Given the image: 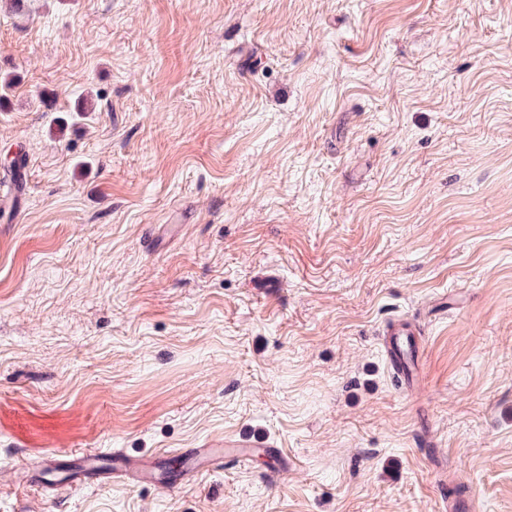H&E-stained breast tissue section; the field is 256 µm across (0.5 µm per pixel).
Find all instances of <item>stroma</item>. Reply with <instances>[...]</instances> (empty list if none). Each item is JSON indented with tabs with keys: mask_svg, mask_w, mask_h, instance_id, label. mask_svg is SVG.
I'll return each instance as SVG.
<instances>
[{
	"mask_svg": "<svg viewBox=\"0 0 512 512\" xmlns=\"http://www.w3.org/2000/svg\"><path fill=\"white\" fill-rule=\"evenodd\" d=\"M1 84L0 512H512V0H0ZM20 434L295 465L58 500ZM383 336L391 362L397 361L400 367L401 382L409 390L421 386L420 364L425 355V346L418 338L420 333L410 324L393 319L387 322Z\"/></svg>",
	"mask_w": 512,
	"mask_h": 512,
	"instance_id": "35a3bbf8",
	"label": "stroma"
}]
</instances>
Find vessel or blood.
I'll return each mask as SVG.
<instances>
[{
	"instance_id": "1",
	"label": "vessel or blood",
	"mask_w": 512,
	"mask_h": 512,
	"mask_svg": "<svg viewBox=\"0 0 512 512\" xmlns=\"http://www.w3.org/2000/svg\"><path fill=\"white\" fill-rule=\"evenodd\" d=\"M385 344L400 367L402 383L410 389L421 384L420 364L425 346L416 329L393 319L387 322ZM269 459L266 475L277 480L287 474L291 460L274 444H260L248 438L207 440L192 448L178 449L180 468H172L168 455H136L122 448H60L42 457L37 469H30L25 457H17L16 467L31 470L29 485L37 492H74L88 487L105 488L115 483L128 487L154 486L175 493L198 477L222 469L225 461L243 460L255 451Z\"/></svg>"
}]
</instances>
